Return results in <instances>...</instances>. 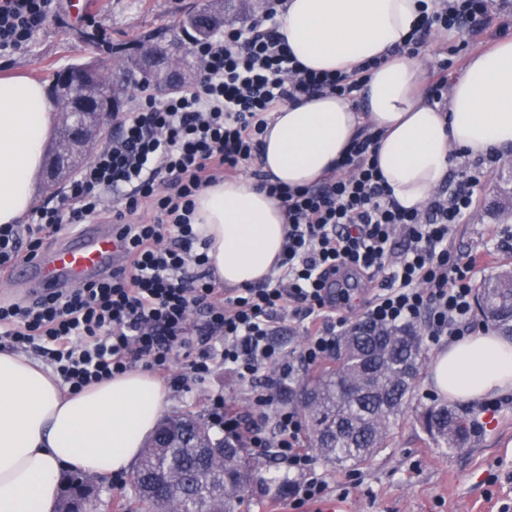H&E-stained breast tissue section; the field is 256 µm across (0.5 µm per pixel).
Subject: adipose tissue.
I'll use <instances>...</instances> for the list:
<instances>
[{
	"label": "adipose tissue",
	"instance_id": "1",
	"mask_svg": "<svg viewBox=\"0 0 512 512\" xmlns=\"http://www.w3.org/2000/svg\"><path fill=\"white\" fill-rule=\"evenodd\" d=\"M419 17L418 0H287L278 32L306 67L350 73L371 59L379 65L359 101L314 96L271 113L264 173L291 188L315 185L367 123L381 133L379 167L393 198L411 210L447 179L452 150L478 157L512 148V36L469 57L443 110L419 96L421 63L401 51ZM56 128V104L40 81L0 77V224L31 210ZM194 223L219 283L246 287L276 271L286 214L251 179L205 190ZM432 380L454 399L510 392L512 342L486 332L465 337L438 355ZM167 396L140 369L73 393L40 362L0 349V512H56L64 470L109 476L127 468Z\"/></svg>",
	"mask_w": 512,
	"mask_h": 512
}]
</instances>
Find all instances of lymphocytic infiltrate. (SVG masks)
<instances>
[{
	"label": "lymphocytic infiltrate",
	"mask_w": 512,
	"mask_h": 512,
	"mask_svg": "<svg viewBox=\"0 0 512 512\" xmlns=\"http://www.w3.org/2000/svg\"><path fill=\"white\" fill-rule=\"evenodd\" d=\"M286 0H265L248 23L230 24L191 44L202 79L158 96L144 93L114 113L115 132L63 191L62 201L35 207L27 223L0 225V273L39 256L46 240L95 221L112 226L125 262L112 275L30 302L0 306V339L43 354L70 390L78 391L145 362L170 378L182 351L194 348V375L215 361L250 386L247 414L223 397L211 420L226 437L263 456L274 452L298 476L294 508L320 501L300 414L279 400L298 367L320 364L336 350L349 321L336 300V278L351 271L377 282L367 321L388 327L422 324L427 343L460 340L472 315L475 264L454 254L448 239L467 223L483 165L465 168L449 194L422 210L401 208L378 168L380 138L363 126L336 172L311 187L291 189L254 175L277 200L288 231L276 278L232 290L217 284L191 219L196 197L259 156L267 117L304 97H356L365 69L317 73L277 33ZM489 0H421V17L404 49L426 47L432 29L473 33L487 20ZM58 0H0V55L27 49L58 18ZM150 211L142 219L141 211ZM308 321L299 352L276 342L284 313ZM273 420L268 439L261 421Z\"/></svg>",
	"instance_id": "obj_1"
}]
</instances>
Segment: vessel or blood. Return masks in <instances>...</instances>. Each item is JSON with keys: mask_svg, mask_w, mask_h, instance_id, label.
I'll return each mask as SVG.
<instances>
[{"mask_svg": "<svg viewBox=\"0 0 512 512\" xmlns=\"http://www.w3.org/2000/svg\"><path fill=\"white\" fill-rule=\"evenodd\" d=\"M119 259L120 249L111 232L89 224L46 253L18 264L10 280L28 294L47 293L109 275Z\"/></svg>", "mask_w": 512, "mask_h": 512, "instance_id": "vessel-or-blood-1", "label": "vessel or blood"}]
</instances>
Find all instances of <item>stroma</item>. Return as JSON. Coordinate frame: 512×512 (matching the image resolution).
Returning a JSON list of instances; mask_svg holds the SVG:
<instances>
[{
    "label": "stroma",
    "instance_id": "1",
    "mask_svg": "<svg viewBox=\"0 0 512 512\" xmlns=\"http://www.w3.org/2000/svg\"><path fill=\"white\" fill-rule=\"evenodd\" d=\"M90 2V9L81 13L64 0L60 19L39 30L28 49L0 57V73L18 72L45 82L53 71L77 61L115 59L138 34L175 25L204 0ZM89 32L94 35L90 41L85 38ZM504 36H512V0H495L481 38L432 34L429 51L420 57L423 70L431 72L433 63L448 59L453 73H460L472 53L489 49ZM510 195L512 163L495 161L477 192L473 214L448 241L452 252L477 255L476 281L512 268V205L504 203ZM168 391V413L205 421L212 397L221 394L243 406L249 387L218 362L197 380L186 379L184 368L175 366ZM437 397L431 370L423 368L411 409L394 426L387 448L356 469L316 460L314 473L327 484L325 503L335 504L336 512H512V393L503 395V407L493 416L483 413L482 400H456L474 433L454 452L435 448L415 420L416 409ZM287 476L273 456L262 457L238 512H293L290 496L277 491L278 481Z\"/></svg>",
    "mask_w": 512,
    "mask_h": 512
}]
</instances>
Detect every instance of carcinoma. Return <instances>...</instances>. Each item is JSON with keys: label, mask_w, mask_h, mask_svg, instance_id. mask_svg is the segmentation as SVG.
I'll list each match as a JSON object with an SVG mask.
<instances>
[{"label": "carcinoma", "mask_w": 512, "mask_h": 512, "mask_svg": "<svg viewBox=\"0 0 512 512\" xmlns=\"http://www.w3.org/2000/svg\"><path fill=\"white\" fill-rule=\"evenodd\" d=\"M151 42L157 48L174 46L183 53L177 64L194 70L197 63L187 47L172 34L141 33L135 44ZM98 68L87 84L74 89L76 98L92 97V109L75 106L59 110L55 153L70 156L74 143L66 138L74 120L93 121L106 129L120 103H112L106 73L110 64L96 60ZM139 88H153L157 80L141 74L138 51L124 56L123 67ZM482 316L512 334V270L481 282L477 291ZM427 361L420 331L414 326L386 328L366 321L357 323L338 345L333 365L303 383L299 397L308 418L309 441L322 460L358 468L388 446L392 427L410 404L414 383ZM436 447L454 450L472 436L466 417L446 402L425 408L418 416ZM178 437L167 448H142L135 465L133 512H235L258 467L239 444L216 435L207 424L187 414ZM180 477L183 490L165 499L151 489L169 476ZM64 502L71 512H101L100 493L93 490L70 495Z\"/></svg>", "instance_id": "carcinoma-1"}]
</instances>
